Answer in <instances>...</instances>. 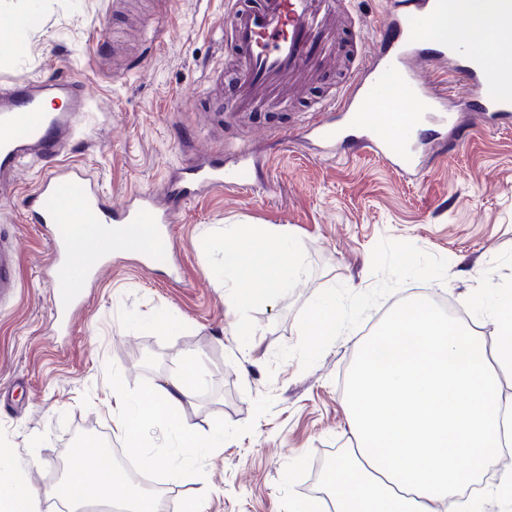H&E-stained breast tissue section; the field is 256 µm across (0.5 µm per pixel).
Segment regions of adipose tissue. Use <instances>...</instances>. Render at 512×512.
<instances>
[{"mask_svg": "<svg viewBox=\"0 0 512 512\" xmlns=\"http://www.w3.org/2000/svg\"><path fill=\"white\" fill-rule=\"evenodd\" d=\"M494 0H459L451 40L489 59L491 89L512 96V78L493 60L495 39L487 23ZM225 248L226 276L239 282V307L267 300L294 270V252L275 238L265 256L254 259V235L231 227ZM488 315L502 338L496 351L467 326L448 318L429 300L399 304L382 329L363 345L346 390L352 410L355 448L337 464L327 492L333 512H461L459 489L479 471L495 465L502 441L512 442V406L500 395L499 371L512 370V294H499ZM194 357L148 399L129 402L122 433L139 438L148 423L163 425L184 448H220L223 431L199 434L181 408L194 393ZM118 468L111 453L92 445L72 456L61 496L70 512L112 501ZM40 493L0 464V512H40Z\"/></svg>", "mask_w": 512, "mask_h": 512, "instance_id": "ef3b65f1", "label": "adipose tissue"}]
</instances>
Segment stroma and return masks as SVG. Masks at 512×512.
Segmentation results:
<instances>
[{"label":"stroma","instance_id":"stroma-1","mask_svg":"<svg viewBox=\"0 0 512 512\" xmlns=\"http://www.w3.org/2000/svg\"><path fill=\"white\" fill-rule=\"evenodd\" d=\"M385 0H352L337 34L335 69L291 108L218 119L211 100H231L237 53L224 31L228 0H0V23L32 14L35 25L0 38V90L22 81L81 82L89 109L61 160L98 180L112 207L130 194L164 192L191 160L249 145L264 162L253 188L183 200L165 229L160 257L118 250L72 306L51 312L45 276L49 232L27 205L50 163L35 159L0 185V237L19 248L20 288L0 305V462L42 492L86 422L106 445L137 458L175 501L203 512H288L317 491L330 450L356 443L343 387L358 354L397 304L418 296L452 303L487 345L497 329L475 307L512 290V114L483 119L460 96L448 99L455 126L428 123L421 172L405 177L381 157L347 146L325 155L301 141L311 106L353 77L354 31L374 33ZM256 228L288 239L299 267L271 298L235 310L219 270L224 229ZM412 246L417 268L399 264ZM336 292L340 323L316 354L305 349L313 306ZM177 325L155 329L158 316ZM199 358L196 394L183 414L224 445L192 456L188 481L169 467L177 437L154 425L132 446L119 432L112 378L147 398ZM512 461L485 472L478 512H512L501 489Z\"/></svg>","mask_w":512,"mask_h":512}]
</instances>
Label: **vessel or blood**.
Listing matches in <instances>:
<instances>
[{"instance_id": "obj_1", "label": "vessel or blood", "mask_w": 512, "mask_h": 512, "mask_svg": "<svg viewBox=\"0 0 512 512\" xmlns=\"http://www.w3.org/2000/svg\"><path fill=\"white\" fill-rule=\"evenodd\" d=\"M454 0H389L387 36L374 53L363 58L354 81L338 98L326 104L329 112H342L348 125L312 123L305 135L321 152L333 150L337 141L358 133L366 152L381 156L402 173L417 175L419 164L413 128L421 112L443 109L440 97L423 80L417 63L447 69L448 76L465 96L478 99L483 113H510L512 100L486 95V65L480 55H462L441 38L436 18L451 13ZM342 0H232L224 17V29L239 57L231 112H252L281 98L283 92L305 79L319 77L336 57L334 30ZM87 108L84 87L72 81L50 84L27 82L0 93V174L8 175L30 155L49 158L62 153L78 131ZM235 162L225 166L216 159L185 169L173 197L184 199L194 189L243 190L253 183L259 162L250 148H234ZM79 184L82 216L103 227L100 241L86 247L89 259L100 256V242L111 249L126 247L136 225L166 224L169 210L154 194L138 192L118 209L104 206L97 182L82 169L64 167L44 172L28 198L41 223L65 224L68 206L61 190ZM54 287L52 300L57 318H66L78 290L70 270L72 245L64 233L52 240ZM18 286L16 250L0 241V299Z\"/></svg>"}]
</instances>
